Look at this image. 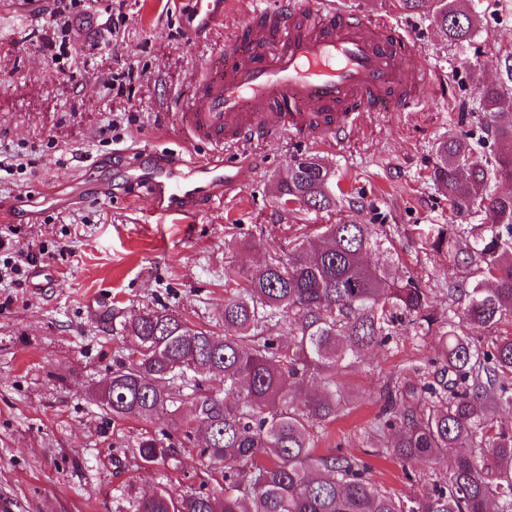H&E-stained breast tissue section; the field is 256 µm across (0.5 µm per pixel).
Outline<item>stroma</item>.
Returning a JSON list of instances; mask_svg holds the SVG:
<instances>
[{
    "mask_svg": "<svg viewBox=\"0 0 512 512\" xmlns=\"http://www.w3.org/2000/svg\"><path fill=\"white\" fill-rule=\"evenodd\" d=\"M196 0H0V204L12 206L0 234V512H112L115 487L134 480L182 491L199 483V439L183 440L177 466H135L128 447L143 432L113 422L93 397L117 360L135 348L126 316L162 304L191 325L219 330L224 279L255 268L300 235L350 213L288 214L274 184L297 157L316 155L336 170L344 195L363 197L362 222L384 225L392 258L432 290L438 312L459 271L430 241L451 224L448 200L428 179L439 142L478 126L480 85L505 83L512 55V0H470L480 24L472 40H445L423 13L395 0H350L406 27L416 43L408 64L425 68L437 92L417 112H367L350 140L319 147L261 143L241 156L238 185L202 205L187 223H158L128 170L165 155L189 160L179 98L211 51L236 33L251 8L235 0L204 39L188 23ZM36 254L26 263L19 254ZM434 337H403L362 354L339 375L349 408L317 445L364 460L372 479L422 496V474L406 476L378 457L369 423L390 378L431 377Z\"/></svg>",
    "mask_w": 512,
    "mask_h": 512,
    "instance_id": "obj_1",
    "label": "stroma"
}]
</instances>
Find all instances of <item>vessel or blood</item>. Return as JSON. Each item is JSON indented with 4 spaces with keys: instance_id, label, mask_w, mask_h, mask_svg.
I'll return each instance as SVG.
<instances>
[{
    "instance_id": "obj_1",
    "label": "vessel or blood",
    "mask_w": 512,
    "mask_h": 512,
    "mask_svg": "<svg viewBox=\"0 0 512 512\" xmlns=\"http://www.w3.org/2000/svg\"><path fill=\"white\" fill-rule=\"evenodd\" d=\"M200 25L224 16V0H197ZM415 44L383 16L346 0H274L241 21L235 37L199 70L184 100L185 135L208 157H178L134 169L160 219L186 220L198 202L223 200L236 178L237 150L262 140L301 138L334 146L365 112H412L430 92L427 72L403 66Z\"/></svg>"
}]
</instances>
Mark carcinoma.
Segmentation results:
<instances>
[{
  "label": "carcinoma",
  "mask_w": 512,
  "mask_h": 512,
  "mask_svg": "<svg viewBox=\"0 0 512 512\" xmlns=\"http://www.w3.org/2000/svg\"><path fill=\"white\" fill-rule=\"evenodd\" d=\"M427 9L442 37L471 40L479 18L466 0H397ZM484 134L497 149L478 153L473 132L440 142L430 180L448 197L458 224L438 227L431 248L448 249L464 275L448 281V317L435 312L430 289L394 261L380 258L389 237L381 224L346 217L265 256L235 287L224 289V333L195 327L166 307H146L124 322L137 348L112 371V401L97 402L114 421L151 423L193 406L179 429L206 435L203 473H221L183 494L165 485L141 494L115 489L112 512H512V428L495 412L512 409V332L490 339L458 332L465 324L512 321V94L482 89ZM335 171L317 156L294 159L276 187L291 212L336 210ZM476 216L480 224H468ZM436 337L433 381H388L376 432L389 434L380 452L403 467L438 465L445 476L405 500L368 476L361 459L340 451L319 455V430L336 419L344 399L336 377L362 353L399 336ZM220 380L224 395L207 383ZM310 380L319 393L303 392ZM137 466L173 463L172 435H145Z\"/></svg>",
  "instance_id": "cac0c4a2"
}]
</instances>
